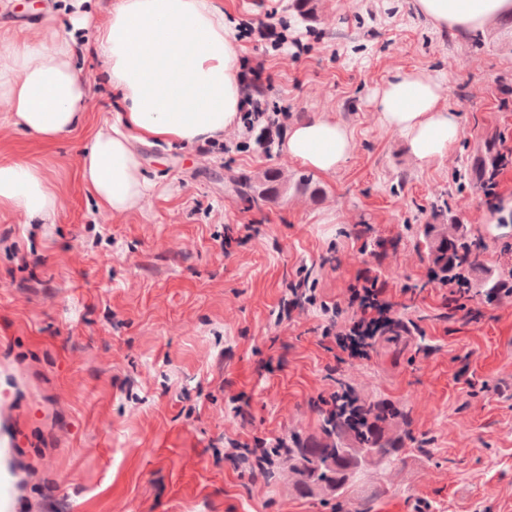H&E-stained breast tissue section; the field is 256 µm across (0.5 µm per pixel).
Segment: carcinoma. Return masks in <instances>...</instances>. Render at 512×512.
Masks as SVG:
<instances>
[{
  "label": "carcinoma",
  "mask_w": 512,
  "mask_h": 512,
  "mask_svg": "<svg viewBox=\"0 0 512 512\" xmlns=\"http://www.w3.org/2000/svg\"><path fill=\"white\" fill-rule=\"evenodd\" d=\"M287 192L280 182L277 170H268L260 182H249L240 189L247 199L271 201ZM424 236L431 241V259L436 262L452 255L459 267L469 271L483 267L478 245L471 238L466 224L455 221L443 230L436 224H428ZM372 409L358 430L347 432L342 427L323 425V433L331 442L322 448H296L288 458V465L296 476L298 488L306 495H330L336 503H342L361 480L367 468L387 470L402 460V448L398 441L384 437L393 429L397 420H407V415L395 407L381 412L378 403H370Z\"/></svg>",
  "instance_id": "obj_1"
}]
</instances>
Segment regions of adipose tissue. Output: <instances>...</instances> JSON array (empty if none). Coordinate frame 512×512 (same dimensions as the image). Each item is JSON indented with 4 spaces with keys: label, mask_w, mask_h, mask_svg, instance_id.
<instances>
[{
    "label": "adipose tissue",
    "mask_w": 512,
    "mask_h": 512,
    "mask_svg": "<svg viewBox=\"0 0 512 512\" xmlns=\"http://www.w3.org/2000/svg\"><path fill=\"white\" fill-rule=\"evenodd\" d=\"M420 14L443 28L480 30L512 13V0H416ZM95 48L122 106L111 124L86 137L82 183L101 211L141 206L151 190L138 146L213 140L237 125L242 102L240 49L218 0H114L98 25ZM442 88L421 71L397 74L377 94L383 123L404 135L412 156H443L460 136ZM88 89L72 64L69 41L56 31H19L0 42V98L12 125L51 144L75 132ZM336 120L296 124L285 151L320 172H333L352 151ZM59 196L46 170L22 153L0 158V216L45 219Z\"/></svg>",
    "instance_id": "1"
}]
</instances>
